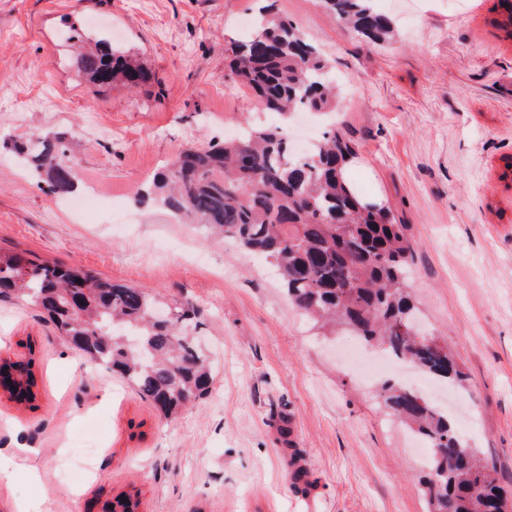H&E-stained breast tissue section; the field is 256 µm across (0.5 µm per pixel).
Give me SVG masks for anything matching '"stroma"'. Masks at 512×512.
Wrapping results in <instances>:
<instances>
[{"label":"stroma","mask_w":512,"mask_h":512,"mask_svg":"<svg viewBox=\"0 0 512 512\" xmlns=\"http://www.w3.org/2000/svg\"><path fill=\"white\" fill-rule=\"evenodd\" d=\"M260 0H0V250L81 266L199 308L214 387L176 420L87 361L38 309L0 301V356L35 361L37 400L0 392V457L33 449L36 479L0 476V512H86L121 492L140 512H426L414 431L385 407L386 374L365 379L358 344L287 299L269 264L212 240L135 194L183 144L223 141L250 92L224 48ZM400 35L373 48L316 0L281 14L330 59L334 119L357 147L348 172L389 206L414 250L420 326L453 355L455 428L512 502V40L491 0H374ZM110 37L154 75L148 92L97 95L60 33ZM62 138L78 185L101 191L84 224L47 193L11 143Z\"/></svg>","instance_id":"35a3bbf8"}]
</instances>
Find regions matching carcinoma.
Returning a JSON list of instances; mask_svg holds the SVG:
<instances>
[{"label": "carcinoma", "mask_w": 512, "mask_h": 512, "mask_svg": "<svg viewBox=\"0 0 512 512\" xmlns=\"http://www.w3.org/2000/svg\"><path fill=\"white\" fill-rule=\"evenodd\" d=\"M339 21L379 46L396 35L393 21L371 0H320ZM502 20L492 25L512 39V0H497ZM256 30L225 48L227 76L248 88L266 112L288 121L290 114L330 112L335 80L318 46L288 17L265 6ZM76 64L105 92L120 83L130 90L151 85L152 75L133 55L109 41L91 44L75 32ZM50 191H74V156L61 142L33 139L16 148ZM350 139L333 128L304 155L294 153L284 127L252 126L231 140L186 145L137 193L185 221L206 226L217 239L232 238L245 251L277 269L286 296L316 319L377 342L438 379L461 378L453 356L441 354L403 330L413 309L407 284L412 245L406 225L383 203L366 201L343 177L355 156ZM0 301L42 309L60 336L132 386L164 417L172 418L212 390L207 357L187 328L198 311L186 303L164 323L143 288L114 284L79 266L0 252ZM140 337L126 344L123 333ZM34 361H4L19 371L10 392L18 403L36 400ZM418 392L391 382L384 399L394 414L415 427L431 448L421 492L428 512H506L495 471L480 451L457 436L448 412ZM128 494L112 498V512H138Z\"/></svg>", "instance_id": "obj_1"}]
</instances>
